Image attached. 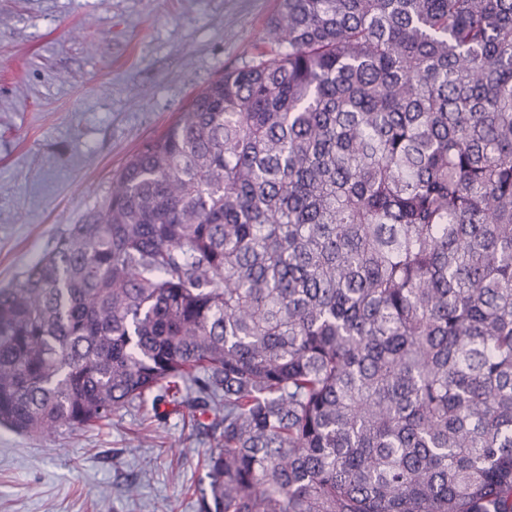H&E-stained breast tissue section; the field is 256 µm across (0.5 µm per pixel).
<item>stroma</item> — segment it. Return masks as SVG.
<instances>
[{"label": "stroma", "mask_w": 512, "mask_h": 512, "mask_svg": "<svg viewBox=\"0 0 512 512\" xmlns=\"http://www.w3.org/2000/svg\"><path fill=\"white\" fill-rule=\"evenodd\" d=\"M277 4L0 0V288L100 208L196 92L259 60ZM198 416L173 390L51 435L0 426V512H197L212 446Z\"/></svg>", "instance_id": "1"}]
</instances>
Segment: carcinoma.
<instances>
[{
  "label": "carcinoma",
  "mask_w": 512,
  "mask_h": 512,
  "mask_svg": "<svg viewBox=\"0 0 512 512\" xmlns=\"http://www.w3.org/2000/svg\"><path fill=\"white\" fill-rule=\"evenodd\" d=\"M12 287L0 425L183 386L198 512H512V0H280Z\"/></svg>",
  "instance_id": "carcinoma-1"
}]
</instances>
